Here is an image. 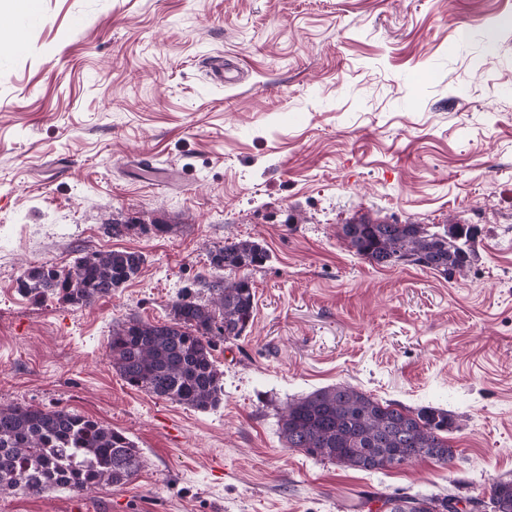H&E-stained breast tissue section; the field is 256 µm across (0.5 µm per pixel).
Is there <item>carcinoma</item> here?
<instances>
[{
    "label": "carcinoma",
    "instance_id": "cac0c4a2",
    "mask_svg": "<svg viewBox=\"0 0 512 512\" xmlns=\"http://www.w3.org/2000/svg\"><path fill=\"white\" fill-rule=\"evenodd\" d=\"M130 232L165 234L167 224L151 226L139 218L118 226ZM339 236L356 257L387 267L398 260L453 276L472 261L474 227L450 220L438 230L426 224H392L363 215L358 224L341 225ZM267 250L256 241H239L210 252L221 276L207 284L203 299L185 289L169 304L164 322L129 319L112 328V366L131 387L198 410L224 401V371L213 352L237 340L254 319L255 291L249 269L263 266ZM142 253L91 251L73 265L27 269L18 290L35 303L50 298L83 307L136 279ZM453 424L439 408L412 410L381 403L350 383L319 389L292 402L280 414V435L290 448L348 469L381 472L420 459L443 466L455 452L444 439ZM140 449L125 434L84 415L31 405H0V491L38 493L57 488L122 484L137 474ZM391 512H448V495H384ZM491 512H512V480L488 487Z\"/></svg>",
    "mask_w": 512,
    "mask_h": 512
}]
</instances>
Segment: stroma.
I'll return each mask as SVG.
<instances>
[{"instance_id":"stroma-1","label":"stroma","mask_w":512,"mask_h":512,"mask_svg":"<svg viewBox=\"0 0 512 512\" xmlns=\"http://www.w3.org/2000/svg\"><path fill=\"white\" fill-rule=\"evenodd\" d=\"M224 58L240 80L216 83ZM474 225L451 277L381 267L337 235L361 215ZM163 235H112L133 217ZM255 316L218 345L224 402L131 388L113 326L164 321L240 240ZM135 250L138 278L85 308L17 280L81 250ZM348 382L448 411L451 467L375 474L287 447L281 408ZM123 432L141 471L102 512H347L359 491L483 497L512 479V0H39L0 17V404ZM69 490L0 512H72Z\"/></svg>"}]
</instances>
